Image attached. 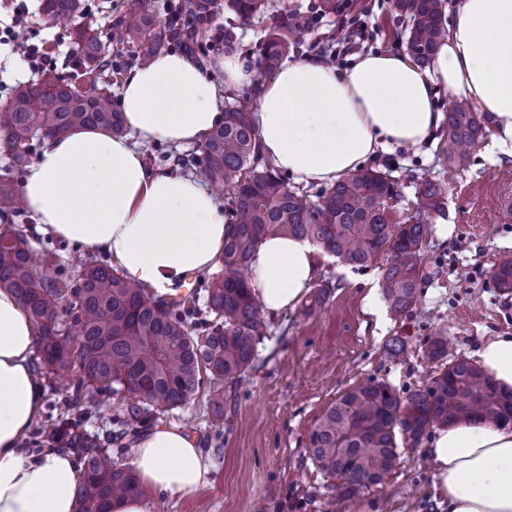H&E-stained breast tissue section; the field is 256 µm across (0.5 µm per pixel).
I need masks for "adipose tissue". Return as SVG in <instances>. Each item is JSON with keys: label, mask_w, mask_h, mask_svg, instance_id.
<instances>
[{"label": "adipose tissue", "mask_w": 512, "mask_h": 512, "mask_svg": "<svg viewBox=\"0 0 512 512\" xmlns=\"http://www.w3.org/2000/svg\"><path fill=\"white\" fill-rule=\"evenodd\" d=\"M220 66L226 87L257 83L259 148L301 182L333 183L378 152L430 142L442 121L434 102L440 84L474 101L496 142L512 146V0H461L426 69L402 54L369 53L344 72L307 59L259 82L243 55H227ZM119 96L126 136L84 127L47 141L20 192L38 234L105 253L126 280L164 295L186 275L213 270L229 226L221 202L196 178L149 172L141 146L199 142L222 119L220 97L200 65L174 53L131 70ZM318 258L309 240L266 237L247 272L264 311L293 307ZM34 349L25 307L0 290V512H76L74 457L21 446L43 402ZM477 356L512 390V333L484 341ZM426 454L445 512H512V426L439 427ZM130 464L156 496L193 494L210 469L202 449L166 425L141 437ZM144 494L114 498L112 512H149Z\"/></svg>", "instance_id": "adipose-tissue-1"}]
</instances>
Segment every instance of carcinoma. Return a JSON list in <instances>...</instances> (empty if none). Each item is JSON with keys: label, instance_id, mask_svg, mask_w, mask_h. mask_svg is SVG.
<instances>
[{"label": "carcinoma", "instance_id": "cac0c4a2", "mask_svg": "<svg viewBox=\"0 0 512 512\" xmlns=\"http://www.w3.org/2000/svg\"><path fill=\"white\" fill-rule=\"evenodd\" d=\"M265 0H187L188 18L212 20L228 11L246 23L264 13ZM409 16L408 49L426 63L448 37L442 23L445 0H394ZM43 12L54 21L84 11V0H43ZM121 37L137 46L133 57L148 63L179 35L174 22H157L143 7L118 20ZM298 28L288 14L272 17L263 55L273 70L288 54L287 33ZM77 65L91 74L112 70V47L89 26L74 30ZM81 127L113 135L125 133L120 113L112 108V81L92 83L82 91L54 72L39 82L17 87L0 112V141L9 165L0 174V289L12 290L26 305L41 356L38 371L49 379L72 374L74 396L94 403L98 395L123 392L136 402L115 417L116 450L163 408L183 406L196 391L201 372L233 381L252 365L257 343L268 326L260 316L245 272L259 243L270 235L306 238L336 262L366 267L378 258L380 287L391 312L398 316L415 305L421 283L423 246L433 214L442 212L446 189L440 183L420 185L417 202L405 221H393L389 201L398 198L388 174L360 169L320 193L311 202L287 181L258 147L248 106H224V120L208 132L201 153L178 158L181 169L199 170L223 187L230 230L224 238L220 273L181 299L153 297L151 289L125 281L106 259L81 260L74 275L51 265L54 252L31 245L16 175L30 162L33 146ZM484 127L466 103L448 112V165L465 169ZM503 293H512V259L493 270ZM78 288L68 293L73 280ZM69 320L59 321V312ZM425 352L441 372L431 385L405 394L383 382L358 386L327 408L310 438L311 460L336 485L342 501L384 483L400 462V448H417L435 426L464 420L512 424V392L502 391L476 362L448 351V339L429 337ZM84 456L83 485L77 512H108L112 498L135 494L138 479L112 460V450L95 439L80 441Z\"/></svg>", "mask_w": 512, "mask_h": 512}]
</instances>
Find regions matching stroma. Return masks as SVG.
<instances>
[{
    "instance_id": "obj_1",
    "label": "stroma",
    "mask_w": 512,
    "mask_h": 512,
    "mask_svg": "<svg viewBox=\"0 0 512 512\" xmlns=\"http://www.w3.org/2000/svg\"><path fill=\"white\" fill-rule=\"evenodd\" d=\"M42 0H0V27L11 24L23 6L25 34L53 60V70L85 84L103 83L77 68L70 26L49 20ZM82 23L101 39L118 45L119 17L131 0H87ZM317 0H267L266 13L242 25L230 13L218 20L235 35L244 53L265 79L262 55L271 16L292 12L302 24L288 55L298 61L338 52V70L353 60L342 48L353 25L365 28L366 53H407L409 22L393 0H357L348 14L320 15ZM170 52L186 53L200 63L219 87L223 102L255 101L256 85L228 88L217 62L223 51L208 45L186 50L174 40ZM446 135L417 149L380 153L372 168L390 175L401 195L395 216H405L416 202V185L426 179L447 190L444 210L433 216L424 245L422 283L415 307L392 316L383 297L381 270L372 265L349 269L326 259L316 278L330 291L319 303L303 296L282 314L268 317V333L257 346L252 368L227 383L202 374L200 385L182 408L153 418V425H175L194 437L211 462L209 483L189 496L150 498V512H329L332 482L312 463L307 448L326 409L348 390L384 382L406 392L429 385L439 367L423 352L429 336L446 328L455 354L473 357L488 337L512 333V295L496 287L492 271L512 257V156L485 136L467 169L449 168ZM405 343L399 358L387 356L393 338ZM64 389L45 385L42 415L72 419L78 431L106 437L120 411L118 401L73 406ZM224 403V420L216 422L215 401ZM435 470L423 448L404 452L384 487L344 501L338 512H441L434 491Z\"/></svg>"
}]
</instances>
